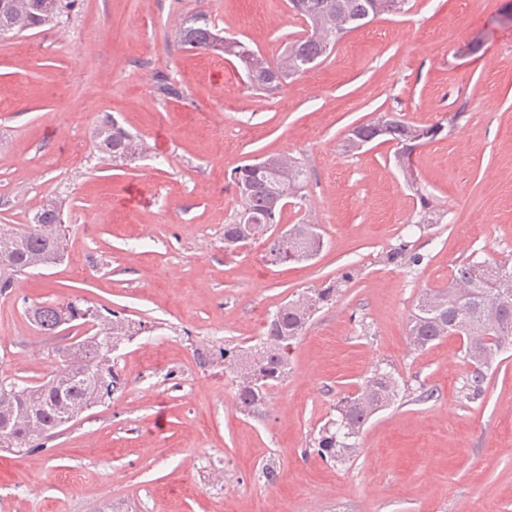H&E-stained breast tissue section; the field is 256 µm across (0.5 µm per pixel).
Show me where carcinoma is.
Segmentation results:
<instances>
[{"mask_svg": "<svg viewBox=\"0 0 512 512\" xmlns=\"http://www.w3.org/2000/svg\"><path fill=\"white\" fill-rule=\"evenodd\" d=\"M290 9L306 25L300 37L288 42L275 57H265L243 41L221 34L203 15L185 18L174 39L187 49L205 54L226 55L242 65L251 87L268 94L279 90L283 81L305 73L327 57L337 42L382 15L408 11L409 0H288ZM77 5V0H0V32L19 33L57 24ZM158 96L181 98L183 93L161 74L155 86ZM442 125L421 126L399 115L382 113L350 130L345 147L359 151L364 141L384 139L396 146L395 158L404 177L412 181L413 152L436 138ZM95 149L114 164H126L147 153L145 140L125 130L106 115L94 130ZM238 213L224 225V246L233 247L261 239L268 245L275 264L299 263L316 256L324 246L316 224H292L275 233L288 200L301 196L306 170L288 154L269 156L243 164L231 175ZM62 203L51 198L35 213L32 223L20 228L0 224V295L9 292L15 276L36 267L53 266L65 256L61 229ZM385 261L405 268L421 265L424 256L403 242L388 251ZM504 277L512 279V262L470 260L458 265L448 286L422 294L411 316L408 340L412 349L422 351L448 336L463 340V358L472 370L463 391L470 402L485 397L487 369L504 351L501 339L512 337V294L505 297L496 288ZM336 300V287L312 288L282 305L267 320L261 342L255 346L226 347L219 353H198L199 364L223 360L229 370L239 409L247 414L261 412L271 389L288 374L294 346L317 310ZM28 320L46 335H55L75 321L93 323L99 311L82 307L80 301L29 305ZM112 344L133 336L128 320L114 314L105 334L83 337L58 352L61 366L49 379L35 384L0 379V448L19 455L42 448L41 440L111 396L120 383L112 368L105 337ZM399 398L394 373L375 369L360 388L336 404L337 416L329 419L312 442V450L330 462L344 460L358 445L365 425L378 412Z\"/></svg>", "mask_w": 512, "mask_h": 512, "instance_id": "cac0c4a2", "label": "carcinoma"}]
</instances>
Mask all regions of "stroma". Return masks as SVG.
Here are the masks:
<instances>
[{"label":"stroma","mask_w":512,"mask_h":512,"mask_svg":"<svg viewBox=\"0 0 512 512\" xmlns=\"http://www.w3.org/2000/svg\"><path fill=\"white\" fill-rule=\"evenodd\" d=\"M508 0H412L341 38L276 93L252 90L234 58L201 55L173 32L206 14L266 56L301 35L287 0H79L59 24L0 37V224L29 223L64 201L66 256L0 295V377L42 381L87 332L47 336L31 303L80 300L140 331L112 364L123 392L18 456L0 450V512H512V356L488 370L483 402L460 393L469 365L458 337L424 350L408 322L425 291L471 258L512 259V24ZM181 100L154 92L156 75ZM381 112L442 124L412 155L350 153V129ZM114 115L148 143L116 165L92 132ZM287 153L307 171L283 224H317L324 248L273 265L264 247L228 248L237 208L228 183L249 160ZM436 224L414 225L420 197ZM424 254L384 263L400 242ZM337 285L297 341L260 415L236 405L224 367L197 353L257 340L282 304ZM408 389L365 426L345 463L309 444L375 367ZM436 389L421 402L420 386ZM274 461L268 483L261 466Z\"/></svg>","instance_id":"obj_1"}]
</instances>
